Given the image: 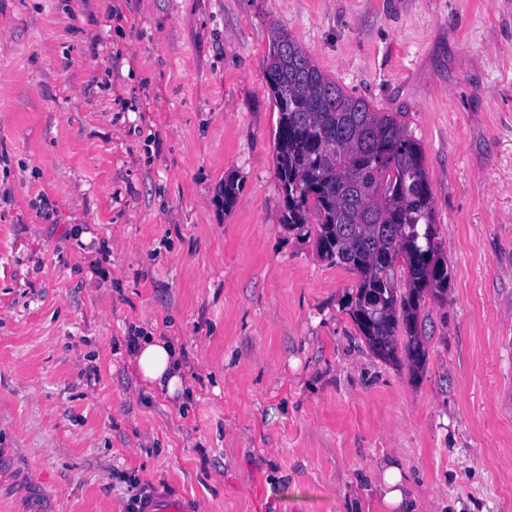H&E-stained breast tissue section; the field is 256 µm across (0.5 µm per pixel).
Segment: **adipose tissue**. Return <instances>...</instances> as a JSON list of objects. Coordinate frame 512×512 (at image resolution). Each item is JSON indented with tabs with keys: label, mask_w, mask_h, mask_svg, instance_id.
Wrapping results in <instances>:
<instances>
[{
	"label": "adipose tissue",
	"mask_w": 512,
	"mask_h": 512,
	"mask_svg": "<svg viewBox=\"0 0 512 512\" xmlns=\"http://www.w3.org/2000/svg\"><path fill=\"white\" fill-rule=\"evenodd\" d=\"M131 362L149 388L170 395L186 392L183 361L172 340L153 335L140 337L131 350Z\"/></svg>",
	"instance_id": "obj_1"
}]
</instances>
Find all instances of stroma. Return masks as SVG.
<instances>
[{
  "label": "stroma",
  "mask_w": 512,
  "mask_h": 512,
  "mask_svg": "<svg viewBox=\"0 0 512 512\" xmlns=\"http://www.w3.org/2000/svg\"><path fill=\"white\" fill-rule=\"evenodd\" d=\"M280 25L406 113L448 291L418 373L282 224ZM238 187L230 210L225 182ZM176 341L193 390L135 373ZM512 512V0H0V512ZM131 363L149 388L184 395L189 385L176 344L162 336H140L131 349ZM381 469L385 487L384 500L390 507L400 508L406 498L401 468L395 463L384 461L381 463ZM144 502L145 500L141 498L136 502V512H191L188 502L177 491L164 492L162 495L153 496L147 501L146 511L143 510Z\"/></svg>",
  "instance_id": "35a3bbf8"
}]
</instances>
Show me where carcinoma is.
Returning <instances> with one entry per match:
<instances>
[{"instance_id": "carcinoma-1", "label": "carcinoma", "mask_w": 512, "mask_h": 512, "mask_svg": "<svg viewBox=\"0 0 512 512\" xmlns=\"http://www.w3.org/2000/svg\"><path fill=\"white\" fill-rule=\"evenodd\" d=\"M262 67L278 114L282 223L310 226L318 256L357 274L350 314L368 346L422 367L418 312L426 296L448 290L449 273L406 113L347 93L280 26L268 33Z\"/></svg>"}]
</instances>
